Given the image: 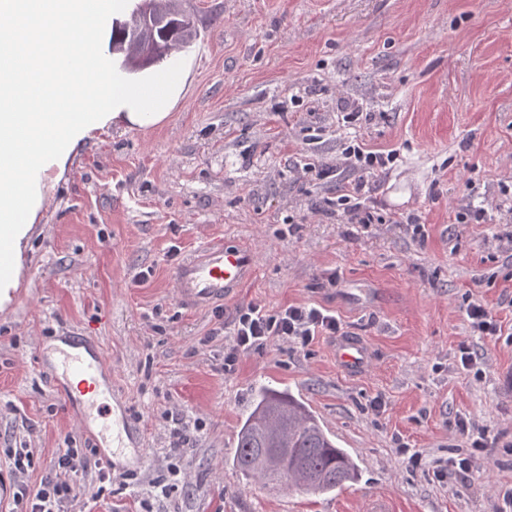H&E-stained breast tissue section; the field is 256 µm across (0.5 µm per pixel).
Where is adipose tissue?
I'll return each mask as SVG.
<instances>
[{"label": "adipose tissue", "mask_w": 512, "mask_h": 512, "mask_svg": "<svg viewBox=\"0 0 512 512\" xmlns=\"http://www.w3.org/2000/svg\"><path fill=\"white\" fill-rule=\"evenodd\" d=\"M98 9L97 0H0V15L18 23L0 30V242L11 259L0 289L18 286L49 166L64 168L79 141L108 122H161L177 96L163 76L147 95L106 79L92 41L80 34Z\"/></svg>", "instance_id": "obj_1"}]
</instances>
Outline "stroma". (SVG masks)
<instances>
[{
  "label": "stroma",
  "mask_w": 512,
  "mask_h": 512,
  "mask_svg": "<svg viewBox=\"0 0 512 512\" xmlns=\"http://www.w3.org/2000/svg\"><path fill=\"white\" fill-rule=\"evenodd\" d=\"M199 35L157 125L96 129L46 191L0 321V476L30 488L60 448L100 443L61 399L55 340L101 351L145 462L64 474L97 512H512V0H183ZM360 116L346 122L345 102ZM398 156L370 180L369 224L338 199L355 143ZM485 210L490 223H463ZM424 224L417 233L416 224ZM249 246L253 279L206 309L171 272L207 240ZM481 303L497 335L473 331ZM314 306L364 339L275 340L225 371L238 307ZM470 344L476 367L460 363ZM302 400L358 481L309 495L246 479L237 434L260 387ZM465 418L466 429L456 425ZM182 419L188 439L168 451ZM471 458L466 474L450 465ZM334 355L336 365L348 374L364 371L370 362V350L367 344L353 336L336 339Z\"/></svg>",
  "instance_id": "1"
}]
</instances>
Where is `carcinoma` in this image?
<instances>
[{
    "label": "carcinoma",
    "instance_id": "obj_1",
    "mask_svg": "<svg viewBox=\"0 0 512 512\" xmlns=\"http://www.w3.org/2000/svg\"><path fill=\"white\" fill-rule=\"evenodd\" d=\"M146 5L159 16L180 7L175 0H138L128 18L112 23V48L129 73L144 70L138 63L139 49L126 31L141 19ZM155 36L177 52L192 43L197 28L163 26L155 29ZM234 465L255 480L313 494L358 479L352 458L336 446L306 405L286 390L271 388L258 391L241 424Z\"/></svg>",
    "mask_w": 512,
    "mask_h": 512
}]
</instances>
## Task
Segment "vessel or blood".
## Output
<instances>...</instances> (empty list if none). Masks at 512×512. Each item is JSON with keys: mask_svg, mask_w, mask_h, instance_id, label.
<instances>
[{"mask_svg": "<svg viewBox=\"0 0 512 512\" xmlns=\"http://www.w3.org/2000/svg\"><path fill=\"white\" fill-rule=\"evenodd\" d=\"M256 269L252 251L241 244L228 241L204 243L191 257L178 263L172 276L178 300L187 307L201 308L231 296L252 279ZM337 366L345 373L357 374L370 362L367 344L353 336L338 338L334 348ZM58 368L63 375L86 377L92 384L83 388L84 413L82 423L90 427L99 425L107 416L103 407L111 399L112 389L101 378L106 371L102 355L83 352L75 341L66 342L58 351ZM130 432L122 418L112 419V437L102 449L105 459L133 456L136 463H143V452L129 454Z\"/></svg>", "mask_w": 512, "mask_h": 512, "instance_id": "1", "label": "vessel or blood"}]
</instances>
